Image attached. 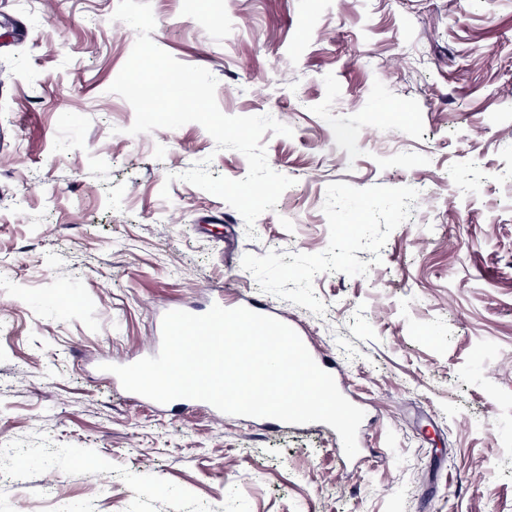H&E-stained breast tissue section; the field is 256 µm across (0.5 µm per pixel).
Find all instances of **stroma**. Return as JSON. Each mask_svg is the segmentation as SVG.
<instances>
[{
	"label": "stroma",
	"instance_id": "35a3bbf8",
	"mask_svg": "<svg viewBox=\"0 0 512 512\" xmlns=\"http://www.w3.org/2000/svg\"><path fill=\"white\" fill-rule=\"evenodd\" d=\"M118 2L0 0V512H512V0H151L224 114L293 130L251 227L179 178L241 153L129 135ZM220 294L336 359L364 454L113 386ZM214 304H218V305H220V306H222L224 308H227V309H232V308H237V307H244V308H247V309H249V310H251L253 312H256V313H259V314H262V315H265V316H270V317H273L275 319H278L279 321H281V322H283L286 325L291 327L290 323L288 322V317H286L284 315H278L277 313L269 310L268 308H266V307H264V306H262V305H260V304H258L256 302L247 300L245 298H243L240 301L236 302V301L224 300L223 296H219V297H217V298H215V299H213L211 301V303L208 306L206 312H208L210 310V308ZM292 329H294V328H292ZM297 334L299 335L298 332H297ZM299 337L301 338V340L305 344L306 348L308 349L306 341L302 338V336L299 335ZM308 351H309V349H308Z\"/></svg>",
	"mask_w": 512,
	"mask_h": 512
}]
</instances>
